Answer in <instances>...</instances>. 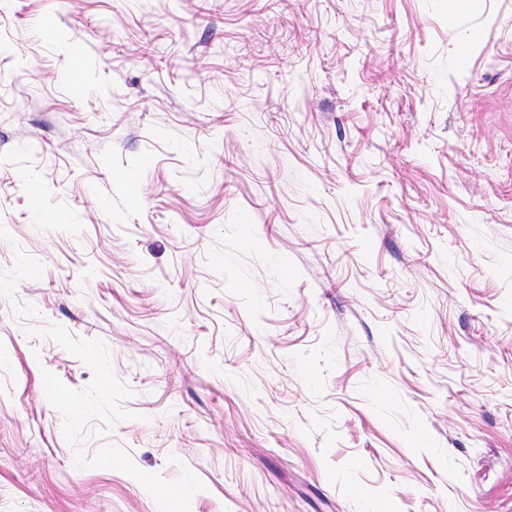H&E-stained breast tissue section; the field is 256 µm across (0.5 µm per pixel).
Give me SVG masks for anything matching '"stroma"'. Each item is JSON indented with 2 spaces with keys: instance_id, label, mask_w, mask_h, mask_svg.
Instances as JSON below:
<instances>
[{
  "instance_id": "stroma-1",
  "label": "stroma",
  "mask_w": 512,
  "mask_h": 512,
  "mask_svg": "<svg viewBox=\"0 0 512 512\" xmlns=\"http://www.w3.org/2000/svg\"><path fill=\"white\" fill-rule=\"evenodd\" d=\"M183 485L512 512V0L0 6V512Z\"/></svg>"
}]
</instances>
